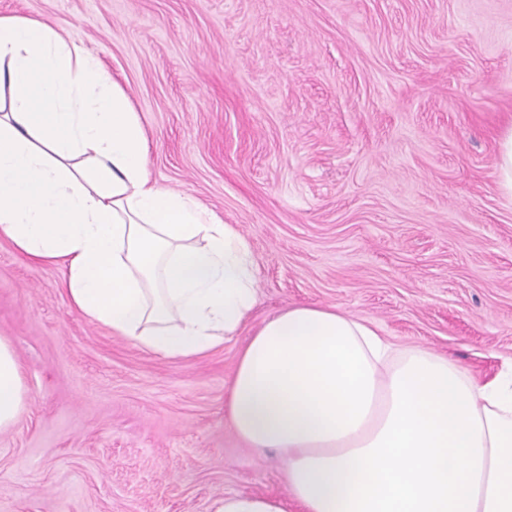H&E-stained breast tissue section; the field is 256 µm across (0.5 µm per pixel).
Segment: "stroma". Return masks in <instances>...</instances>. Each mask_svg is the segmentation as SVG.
<instances>
[{"mask_svg":"<svg viewBox=\"0 0 512 512\" xmlns=\"http://www.w3.org/2000/svg\"><path fill=\"white\" fill-rule=\"evenodd\" d=\"M125 89L162 186L247 240L250 325L160 358L75 309L64 270L0 239V337L25 408L0 429V512H210L284 495L224 401L253 324L333 306L477 375L512 359V0H0ZM497 177L501 189L512 194V127H509L498 142Z\"/></svg>","mask_w":512,"mask_h":512,"instance_id":"1","label":"stroma"}]
</instances>
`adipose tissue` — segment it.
Returning <instances> with one entry per match:
<instances>
[{
    "label": "adipose tissue",
    "instance_id": "1",
    "mask_svg": "<svg viewBox=\"0 0 512 512\" xmlns=\"http://www.w3.org/2000/svg\"><path fill=\"white\" fill-rule=\"evenodd\" d=\"M3 90L0 238L63 264L71 304L147 352L190 359L236 336L256 302L249 244L152 178L138 114L99 58L47 23L0 17ZM23 408L0 338V429ZM225 416L278 456L286 495L228 493L211 512H512V362L478 376L296 304L255 325Z\"/></svg>",
    "mask_w": 512,
    "mask_h": 512
}]
</instances>
